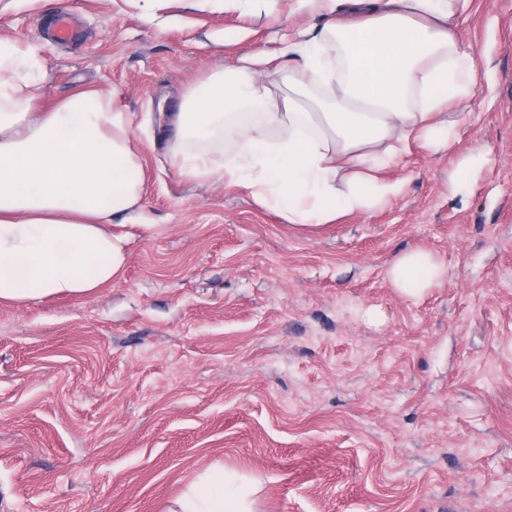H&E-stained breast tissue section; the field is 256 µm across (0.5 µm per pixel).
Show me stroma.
I'll use <instances>...</instances> for the list:
<instances>
[{
	"label": "stroma",
	"instance_id": "stroma-1",
	"mask_svg": "<svg viewBox=\"0 0 512 512\" xmlns=\"http://www.w3.org/2000/svg\"><path fill=\"white\" fill-rule=\"evenodd\" d=\"M0 40L37 48L43 100L115 93L146 184L121 277L0 305V512H168L204 471L254 512H512V0H473L457 143L411 146L384 208L285 223L174 168L166 115L214 72L320 30L289 0H38ZM70 37L58 41L62 10ZM488 153L470 191L461 155ZM448 276L419 302L411 248ZM446 275V267L433 252L416 248L399 255L390 265L387 276L392 288L405 300L418 301Z\"/></svg>",
	"mask_w": 512,
	"mask_h": 512
}]
</instances>
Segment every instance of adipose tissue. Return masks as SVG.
<instances>
[{"label":"adipose tissue","mask_w":512,"mask_h":512,"mask_svg":"<svg viewBox=\"0 0 512 512\" xmlns=\"http://www.w3.org/2000/svg\"><path fill=\"white\" fill-rule=\"evenodd\" d=\"M327 18L321 35L288 30L298 55L281 80L265 52L196 87L172 114L170 159L188 178L214 177L248 191L286 223L318 228L378 209L405 183L385 170L419 143L456 139L443 119L471 94L475 59L455 31L472 0H295ZM36 49L0 41V304L85 296L112 284L127 260L129 221L144 191L130 113L113 94L76 91L40 107ZM333 89L314 103L315 84ZM228 137L225 163L207 146ZM446 275L433 252L399 255L387 276L405 300L422 299ZM235 477L192 485L171 512H253Z\"/></svg>","instance_id":"1"}]
</instances>
